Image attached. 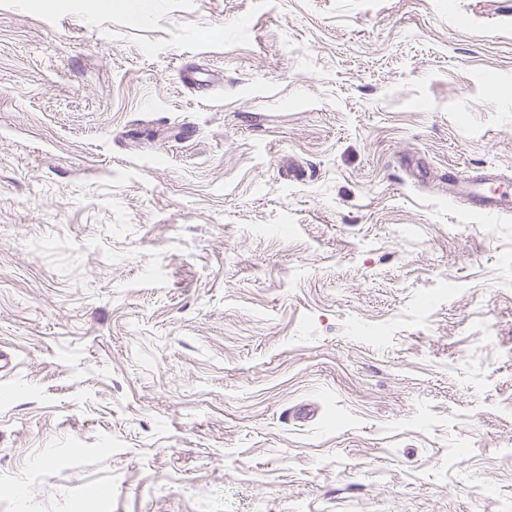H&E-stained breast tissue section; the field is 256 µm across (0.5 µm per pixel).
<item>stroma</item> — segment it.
<instances>
[{
	"instance_id": "obj_1",
	"label": "stroma",
	"mask_w": 512,
	"mask_h": 512,
	"mask_svg": "<svg viewBox=\"0 0 512 512\" xmlns=\"http://www.w3.org/2000/svg\"><path fill=\"white\" fill-rule=\"evenodd\" d=\"M158 2L0 0V512H512V0ZM508 180L501 178L493 170L473 177L467 183L456 178L448 180V195L457 199L467 211L480 214L487 218H496L504 213H511L512 201L505 191L501 190Z\"/></svg>"
}]
</instances>
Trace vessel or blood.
I'll list each match as a JSON object with an SVG mask.
<instances>
[{"label":"vessel or blood","instance_id":"b4317fda","mask_svg":"<svg viewBox=\"0 0 512 512\" xmlns=\"http://www.w3.org/2000/svg\"><path fill=\"white\" fill-rule=\"evenodd\" d=\"M503 183V178L490 170L465 183L449 180L448 194L467 211L493 219L512 211V197L503 191Z\"/></svg>","mask_w":512,"mask_h":512}]
</instances>
